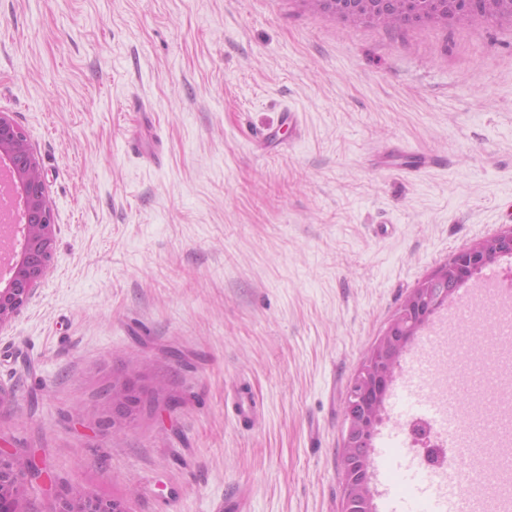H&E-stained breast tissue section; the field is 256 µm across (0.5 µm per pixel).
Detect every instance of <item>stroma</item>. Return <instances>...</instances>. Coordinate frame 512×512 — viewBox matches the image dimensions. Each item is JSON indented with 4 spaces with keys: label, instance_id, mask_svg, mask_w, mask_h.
I'll list each match as a JSON object with an SVG mask.
<instances>
[{
    "label": "stroma",
    "instance_id": "stroma-1",
    "mask_svg": "<svg viewBox=\"0 0 512 512\" xmlns=\"http://www.w3.org/2000/svg\"><path fill=\"white\" fill-rule=\"evenodd\" d=\"M142 101L147 112L131 111ZM300 114L301 130L281 124ZM27 133L57 226L0 330V448L128 512H340L343 403L408 292L512 225V21L388 31L307 0H0V112ZM158 140L160 164L133 156ZM387 144L445 157L409 178ZM459 327L477 390L512 360ZM178 397L104 419L115 378ZM250 394L253 426L233 399ZM410 395L392 385L372 461Z\"/></svg>",
    "mask_w": 512,
    "mask_h": 512
}]
</instances>
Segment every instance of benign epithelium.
<instances>
[{"instance_id":"obj_1","label":"benign epithelium","mask_w":512,"mask_h":512,"mask_svg":"<svg viewBox=\"0 0 512 512\" xmlns=\"http://www.w3.org/2000/svg\"><path fill=\"white\" fill-rule=\"evenodd\" d=\"M330 13L342 19L375 17L385 0H330ZM21 214L23 243L3 257L9 275L0 278V330L10 325L46 277L55 243V217L44 174L26 132L7 112H0V197ZM505 255H512V225L478 240L410 290L381 336L368 349L344 402L341 450V512H376L370 449L386 397L394 383L400 355L431 317L453 297L452 286L466 282ZM141 376H126L112 386L110 425L124 428L138 403ZM41 462L0 449V512H21L32 483L43 479ZM51 512H127L123 501L102 499L78 489L56 498Z\"/></svg>"}]
</instances>
